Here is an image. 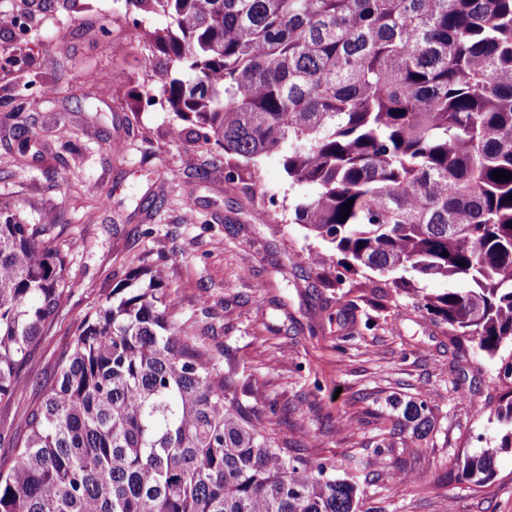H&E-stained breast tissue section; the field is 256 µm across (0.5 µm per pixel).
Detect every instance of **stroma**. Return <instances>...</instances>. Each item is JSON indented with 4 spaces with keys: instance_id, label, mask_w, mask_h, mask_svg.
Segmentation results:
<instances>
[{
    "instance_id": "35a3bbf8",
    "label": "stroma",
    "mask_w": 512,
    "mask_h": 512,
    "mask_svg": "<svg viewBox=\"0 0 512 512\" xmlns=\"http://www.w3.org/2000/svg\"><path fill=\"white\" fill-rule=\"evenodd\" d=\"M21 13L33 16L27 31L0 28V202L27 224L54 218L69 292L21 371L22 392L0 403V457L22 439L81 320L137 267L138 287L159 275L188 333L275 402L278 433L340 472L372 461L365 506L512 512V452L481 486L453 471L458 455L491 445L502 367L473 341L456 352L447 325L419 309V294L454 281L424 279L376 307L372 271L340 284L332 264L314 267L320 245L290 209L312 186L289 182L275 156L228 178L222 149L193 143L155 104L166 73L144 70L142 35L165 28L164 14L117 0H0V14ZM17 94L25 107L12 114ZM392 396L427 399L434 426L378 458Z\"/></svg>"
}]
</instances>
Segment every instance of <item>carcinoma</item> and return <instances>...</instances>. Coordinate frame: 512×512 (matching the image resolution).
<instances>
[{
	"instance_id": "carcinoma-1",
	"label": "carcinoma",
	"mask_w": 512,
	"mask_h": 512,
	"mask_svg": "<svg viewBox=\"0 0 512 512\" xmlns=\"http://www.w3.org/2000/svg\"><path fill=\"white\" fill-rule=\"evenodd\" d=\"M169 26L149 35L163 95L228 175L276 154L314 192L295 223L329 245L350 275L416 289L451 343L512 347V0H133ZM354 199L347 219L341 210ZM0 208V402L67 294L48 235ZM448 256H443V253ZM132 270L78 327L24 439L0 459V512H373L344 475L291 453L267 429L274 406L178 323L160 278ZM389 438L421 439L427 400L393 398ZM496 444L457 458L474 485L512 451V386L498 394Z\"/></svg>"
}]
</instances>
